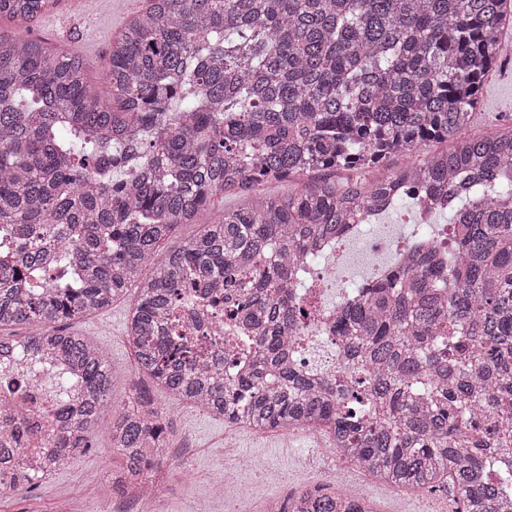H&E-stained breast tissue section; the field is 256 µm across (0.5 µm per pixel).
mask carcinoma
I'll return each mask as SVG.
<instances>
[{
  "mask_svg": "<svg viewBox=\"0 0 512 512\" xmlns=\"http://www.w3.org/2000/svg\"><path fill=\"white\" fill-rule=\"evenodd\" d=\"M60 0H0L32 24ZM512 0H147L112 44L102 106L83 59L0 30V346L59 358L48 379L55 426L46 475L91 447L112 414L121 458L112 490L153 492L167 409L132 384L112 401L104 353L63 323L136 291L125 337L134 370L178 403L233 425L328 434L336 454L404 490L449 486L457 512H512V127L465 134L499 67ZM423 152L422 160L415 156ZM408 162L376 182L342 170ZM322 173L298 194L253 192ZM407 184L456 196L448 253L411 258L336 309L345 364L304 366L312 311L302 298L313 242ZM242 204L179 241L214 192ZM170 249L154 262L160 243ZM237 290L227 317L253 326L249 363L198 362L179 303ZM0 436V477L29 489L16 408ZM277 512H375L321 484Z\"/></svg>",
  "mask_w": 512,
  "mask_h": 512,
  "instance_id": "carcinoma-1",
  "label": "carcinoma"
}]
</instances>
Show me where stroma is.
Listing matches in <instances>:
<instances>
[{
    "label": "stroma",
    "mask_w": 512,
    "mask_h": 512,
    "mask_svg": "<svg viewBox=\"0 0 512 512\" xmlns=\"http://www.w3.org/2000/svg\"><path fill=\"white\" fill-rule=\"evenodd\" d=\"M146 0H62L58 10L31 26L9 21L0 27L16 34H31L49 46L70 49L85 59L87 76L99 80L100 67L113 38ZM503 64L490 75L482 90L483 105L468 132L485 135L512 125V34L502 41ZM126 302L119 301L100 312L70 321L71 331L87 336L108 355L112 375V397L123 402L136 378L134 359L124 338ZM154 398L169 407L172 435L170 466L157 472L161 482L177 487L176 494H163L143 501L116 494L109 471L121 463L109 442L111 417L99 422L92 448L73 456L66 469L37 486L0 497V512H224L223 503L212 496V488L224 476V433L234 431L236 452L242 459L259 461L275 474L249 499L238 503L239 512H261L267 497H286L300 487L319 480L329 482L343 476L346 488L362 487L379 512H453L451 495L443 491H399L389 486L363 484L356 468L341 465L334 452L321 448L319 439L300 433L283 441L261 435L252 428L227 426L209 413L188 405L171 403L161 387H153Z\"/></svg>",
    "instance_id": "1"
}]
</instances>
